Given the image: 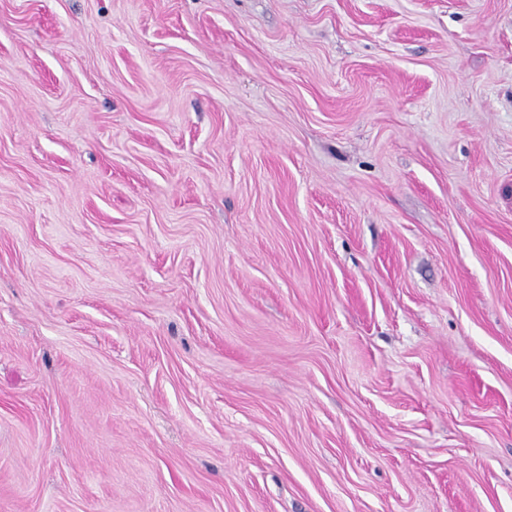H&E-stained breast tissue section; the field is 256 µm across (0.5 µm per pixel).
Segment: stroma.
Masks as SVG:
<instances>
[{
	"instance_id": "35a3bbf8",
	"label": "stroma",
	"mask_w": 512,
	"mask_h": 512,
	"mask_svg": "<svg viewBox=\"0 0 512 512\" xmlns=\"http://www.w3.org/2000/svg\"><path fill=\"white\" fill-rule=\"evenodd\" d=\"M0 512H512V0H0Z\"/></svg>"
}]
</instances>
